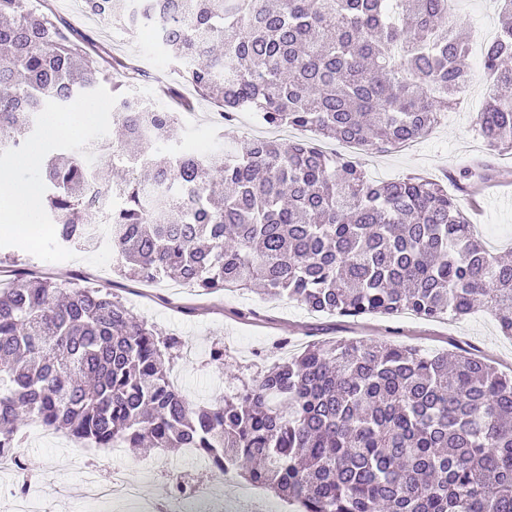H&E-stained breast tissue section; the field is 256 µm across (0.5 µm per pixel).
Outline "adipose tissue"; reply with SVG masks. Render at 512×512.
Returning <instances> with one entry per match:
<instances>
[{
    "mask_svg": "<svg viewBox=\"0 0 512 512\" xmlns=\"http://www.w3.org/2000/svg\"><path fill=\"white\" fill-rule=\"evenodd\" d=\"M40 206L37 182L15 180L0 170V232L28 240L35 229Z\"/></svg>",
    "mask_w": 512,
    "mask_h": 512,
    "instance_id": "adipose-tissue-1",
    "label": "adipose tissue"
}]
</instances>
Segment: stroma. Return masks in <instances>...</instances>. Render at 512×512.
Returning a JSON list of instances; mask_svg holds the SVG:
<instances>
[{"mask_svg":"<svg viewBox=\"0 0 512 512\" xmlns=\"http://www.w3.org/2000/svg\"><path fill=\"white\" fill-rule=\"evenodd\" d=\"M457 16L463 29L472 36L497 33L500 17L493 0H457ZM74 24L109 54L124 58L143 70L137 90L155 99L167 87H185L181 71L170 63L165 50L147 34L137 36L113 33L109 24L85 18ZM472 81L450 112L428 136L403 150L384 154H365L361 160L368 173L377 180L390 181L407 174L429 178L452 177L458 184L471 180L469 162L483 156L484 140L474 132L472 120L487 97V86L476 58H469ZM222 136H215V129ZM111 125L80 126L67 139H50L45 120H38L35 132L28 137L27 147L39 146L44 156L66 153L89 137L111 135ZM297 130L274 129L254 120L250 113H239L236 121L221 122L217 107L197 101L194 111L181 119L173 143L184 152L194 144L222 142L234 148L243 138L266 137L277 140L298 139ZM473 222L489 248L502 252L512 249V155L503 157L495 176L483 184L479 206ZM34 272L52 278L61 287L80 282L112 289L128 307L148 320L165 336L180 338L174 370L181 376L180 387L192 399L205 401L212 395L232 393L242 380L254 372L270 368L285 352H296L307 344L325 338H360L387 343H404L426 351L444 350L449 339L466 344L478 355L490 359L500 370L512 374V340L501 336L496 320L478 312L461 320L424 321L401 316L392 320L366 316L355 321L313 314L284 297L257 292L220 291L205 294L195 288H171L167 283L153 285L113 271L99 251H70L59 248L50 238L49 228H42L35 240L24 243L10 235L0 234V281ZM224 351L223 363L212 362L213 349ZM26 457L52 490L41 508L43 512H93L78 467L69 463V455L83 452L89 464L101 473L122 465L131 479L141 485L150 500L168 496L164 475H149V467L158 451L127 450L120 459L95 449H77L65 436L44 442L38 435L42 428L27 425Z\"/></svg>","mask_w":512,"mask_h":512,"instance_id":"stroma-1","label":"stroma"}]
</instances>
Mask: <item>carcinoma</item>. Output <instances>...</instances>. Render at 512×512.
Listing matches in <instances>:
<instances>
[{
  "label": "carcinoma",
  "instance_id": "obj_1",
  "mask_svg": "<svg viewBox=\"0 0 512 512\" xmlns=\"http://www.w3.org/2000/svg\"><path fill=\"white\" fill-rule=\"evenodd\" d=\"M134 34L150 27L194 96L161 107L112 58L113 137L102 183L75 151L44 171L45 221L65 248L107 227L119 272L205 293L285 296L312 313L427 321L491 314L512 339V260L489 251L447 186L369 178L315 139H243L230 152H169L197 100L230 122L252 112L360 150L429 134L471 82L470 43L449 0H85ZM484 49L489 85L473 129L512 154V0ZM92 40L68 19L0 0V155L39 112L104 82ZM114 202L99 208L89 183ZM109 288L14 279L0 287V454L39 422L94 448L195 450L214 478L242 479L292 512H512V375L464 349L320 340L200 405L170 379L178 348Z\"/></svg>",
  "mask_w": 512,
  "mask_h": 512
}]
</instances>
